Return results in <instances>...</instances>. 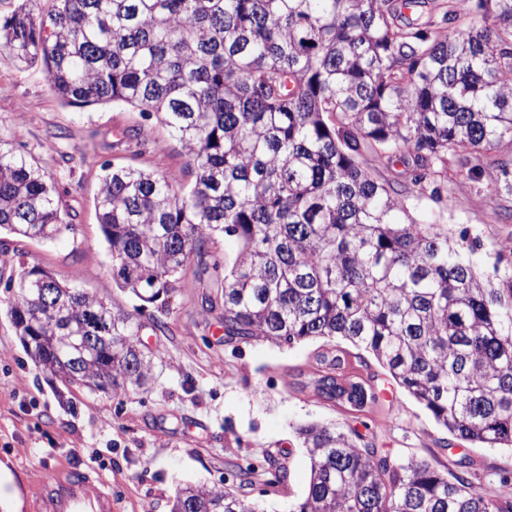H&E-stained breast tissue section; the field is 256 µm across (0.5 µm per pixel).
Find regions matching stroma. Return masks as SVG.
<instances>
[{"label":"stroma","instance_id":"stroma-1","mask_svg":"<svg viewBox=\"0 0 512 512\" xmlns=\"http://www.w3.org/2000/svg\"><path fill=\"white\" fill-rule=\"evenodd\" d=\"M147 124L146 144L125 130ZM0 129L19 149L44 161L65 195L73 231L55 242L11 239L43 267L69 283L135 310L138 301L115 288L112 262L94 199L101 167L125 166L167 175L182 185L195 176L185 168L180 146L156 124L121 105L76 107L51 90L42 66L24 70L0 62ZM54 144L58 155L46 158ZM497 173L485 167L471 176L448 174V198L416 202V218L447 225L453 236L468 234L477 247L476 271L493 274L498 257H512V219L488 204ZM12 270L0 265V463L10 478L0 484V512H39L41 479L73 470L102 478L114 512H169L177 485L220 484L232 465L275 459L287 479L274 487L246 485L242 494L262 512H290L308 487L310 469L296 429L317 421L339 423L376 437L394 455L446 464L439 443L447 433L396 387H381L380 399L352 414L301 389L299 380L316 367L319 342L291 347L224 343L220 311L202 314L204 289L185 288L147 306L140 317L144 352L164 347L146 389L123 398L71 390L49 380L26 355L6 315L5 288ZM167 323L166 333L152 327Z\"/></svg>","mask_w":512,"mask_h":512}]
</instances>
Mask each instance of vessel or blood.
<instances>
[{"label":"vessel or blood","mask_w":512,"mask_h":512,"mask_svg":"<svg viewBox=\"0 0 512 512\" xmlns=\"http://www.w3.org/2000/svg\"><path fill=\"white\" fill-rule=\"evenodd\" d=\"M40 498L46 512H112V496L91 477L45 479Z\"/></svg>","instance_id":"vessel-or-blood-1"}]
</instances>
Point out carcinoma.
<instances>
[{
    "label": "carcinoma",
    "instance_id": "carcinoma-1",
    "mask_svg": "<svg viewBox=\"0 0 512 512\" xmlns=\"http://www.w3.org/2000/svg\"><path fill=\"white\" fill-rule=\"evenodd\" d=\"M17 0L0 60L42 64L66 105L156 119L195 181L102 165L95 208L112 280L145 305L221 290L224 343L319 340L316 396L350 412L384 375L458 441L512 449V260L483 278L409 201H439L448 161L512 197V0ZM455 30L442 32L444 25ZM400 161L394 187L371 162ZM48 170L0 131V230H73ZM237 243L229 258L210 247ZM7 315L36 367L123 396L153 358L141 323L21 250ZM50 288L48 301L34 293ZM107 341L82 350L81 336ZM310 482L291 512H512V474L468 454L399 460L341 425L298 429ZM170 512H258L234 485L177 488Z\"/></svg>",
    "mask_w": 512,
    "mask_h": 512
}]
</instances>
